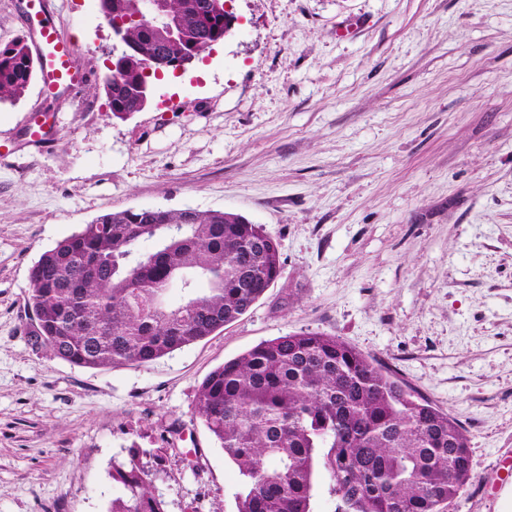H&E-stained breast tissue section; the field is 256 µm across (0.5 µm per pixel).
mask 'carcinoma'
<instances>
[{"label": "carcinoma", "mask_w": 512, "mask_h": 512, "mask_svg": "<svg viewBox=\"0 0 512 512\" xmlns=\"http://www.w3.org/2000/svg\"><path fill=\"white\" fill-rule=\"evenodd\" d=\"M139 0H103L125 20L136 54L108 69L112 105L135 110L159 64ZM225 0H163L180 21L171 51L200 56L226 37ZM36 76L28 43L0 45V100ZM145 240L154 249L143 252ZM278 242L260 224L221 210L125 209L97 217L42 252L28 271L30 329L74 366L147 365L239 320L279 278ZM179 283L184 300L166 303ZM194 414L240 476L236 512H310L320 465L336 512H440L471 477L467 436L448 413L351 344L309 329L265 340L212 370ZM107 512H168L133 448L112 464Z\"/></svg>", "instance_id": "carcinoma-1"}]
</instances>
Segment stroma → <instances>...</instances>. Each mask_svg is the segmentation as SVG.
I'll use <instances>...</instances> for the list:
<instances>
[{"label":"stroma","mask_w":512,"mask_h":512,"mask_svg":"<svg viewBox=\"0 0 512 512\" xmlns=\"http://www.w3.org/2000/svg\"><path fill=\"white\" fill-rule=\"evenodd\" d=\"M103 75L98 0H48ZM224 41L114 118L96 83L0 101V512H106L112 463L172 439L168 512H235L193 408L204 378L301 329L387 366L466 431L442 512H512V0H228ZM351 34H344L347 25ZM49 115L56 144L30 137ZM240 214L280 278L240 320L154 362L70 365L27 334L28 271L117 210Z\"/></svg>","instance_id":"1"}]
</instances>
